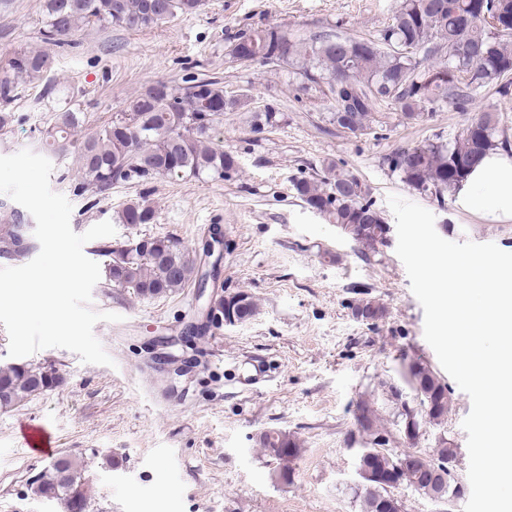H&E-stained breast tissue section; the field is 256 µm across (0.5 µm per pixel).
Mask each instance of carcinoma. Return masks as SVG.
<instances>
[{"label":"carcinoma","mask_w":512,"mask_h":512,"mask_svg":"<svg viewBox=\"0 0 512 512\" xmlns=\"http://www.w3.org/2000/svg\"><path fill=\"white\" fill-rule=\"evenodd\" d=\"M44 0V42L63 47L90 22L101 26L137 30L167 23L179 15L200 10L202 0ZM229 56L271 67H292L308 81L326 85L329 121L345 129L342 114L352 112L362 133L376 122L375 110L382 103L399 108L408 121H419L439 105L464 109L483 88L512 74V0H401L400 5L376 40L341 33L300 36L281 26H261L240 30L227 37ZM54 58L46 50L20 49L7 60L13 76L0 78V105L8 106L19 94L18 80H40L51 70ZM53 123L39 131L38 139L52 158L70 153L76 157L83 182L81 189L104 196L112 186L138 183L146 186L158 178L205 176L226 180L238 173V159L215 143L213 130L224 113L244 106V101L228 96L224 83L216 78L190 77L176 89L165 81H155L131 95L111 122L74 140L85 124L82 112L59 88ZM283 120L272 107L252 113L250 133L262 134ZM501 117L492 108L473 111L448 143L441 138L396 150L386 158L390 170L413 190L430 195L440 204L488 152L507 147L497 139ZM296 197L317 210L367 255L382 245L377 230L385 224L375 202L358 178L328 168L319 177L302 176L293 181ZM148 192L124 204L118 211L122 224H152L155 209ZM27 218L11 211L10 220L0 224V257L24 256L20 247L28 236ZM167 244L129 250L123 244L104 243L98 248L104 261V278L109 286L130 288L143 298L175 293L200 279L194 261L181 242L164 237ZM352 315L385 316L382 304L358 298L350 304ZM257 303L247 293L234 303L238 319L255 315ZM401 383L412 395V406L398 400L399 387L383 383L392 397L393 424L400 432L413 419L415 434L425 427H442L452 406V391L432 367L414 360L400 370ZM60 383L46 366L14 364L0 368V409H11ZM437 403L432 414L424 413L427 399ZM362 431L372 435L367 468L392 467L389 437L379 429L380 414L371 404L357 403ZM266 455L279 461V477L290 476L289 463L301 452L302 443L294 435L270 429L259 436ZM448 460V438L440 436L435 448L424 454L428 465ZM86 484L82 466L69 456L55 458L31 484L33 493L59 502L65 512H77L73 494ZM359 512H376L380 503L386 512H401V504L390 486L381 479H364L352 488Z\"/></svg>","instance_id":"carcinoma-1"}]
</instances>
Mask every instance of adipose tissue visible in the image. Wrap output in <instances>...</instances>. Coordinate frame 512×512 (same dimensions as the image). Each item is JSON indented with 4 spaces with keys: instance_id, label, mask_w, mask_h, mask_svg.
<instances>
[{
    "instance_id": "1",
    "label": "adipose tissue",
    "mask_w": 512,
    "mask_h": 512,
    "mask_svg": "<svg viewBox=\"0 0 512 512\" xmlns=\"http://www.w3.org/2000/svg\"><path fill=\"white\" fill-rule=\"evenodd\" d=\"M455 197L461 209L480 212L487 223L512 220V155L489 152L471 169Z\"/></svg>"
}]
</instances>
